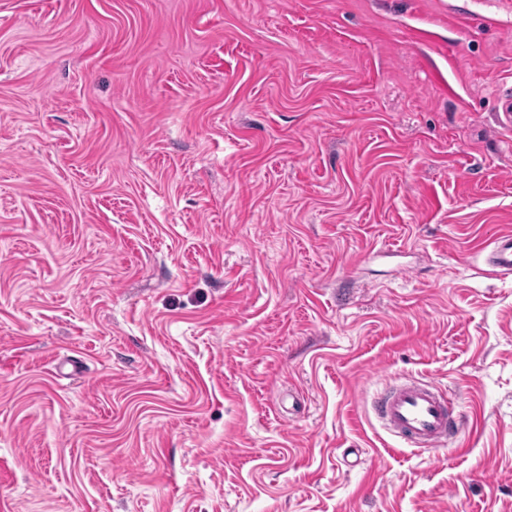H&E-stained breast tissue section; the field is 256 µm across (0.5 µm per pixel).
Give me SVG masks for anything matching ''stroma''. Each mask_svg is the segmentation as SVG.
Returning a JSON list of instances; mask_svg holds the SVG:
<instances>
[{
  "label": "stroma",
  "mask_w": 512,
  "mask_h": 512,
  "mask_svg": "<svg viewBox=\"0 0 512 512\" xmlns=\"http://www.w3.org/2000/svg\"><path fill=\"white\" fill-rule=\"evenodd\" d=\"M449 2L0 0V512H512V21ZM488 256L491 270L498 274L512 273V234L504 233L495 238ZM372 406L386 428L409 447L447 446L467 427L461 414L456 419L450 414L449 394L432 382L404 379L380 392Z\"/></svg>",
  "instance_id": "obj_1"
}]
</instances>
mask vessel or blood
I'll return each instance as SVG.
<instances>
[{
	"instance_id": "obj_1",
	"label": "vessel or blood",
	"mask_w": 512,
	"mask_h": 512,
	"mask_svg": "<svg viewBox=\"0 0 512 512\" xmlns=\"http://www.w3.org/2000/svg\"><path fill=\"white\" fill-rule=\"evenodd\" d=\"M488 264L495 273H512L511 233L495 238ZM449 406V397L436 385L412 379L389 386L373 400V409L386 428L416 448L447 445L465 431V419L453 417Z\"/></svg>"
}]
</instances>
